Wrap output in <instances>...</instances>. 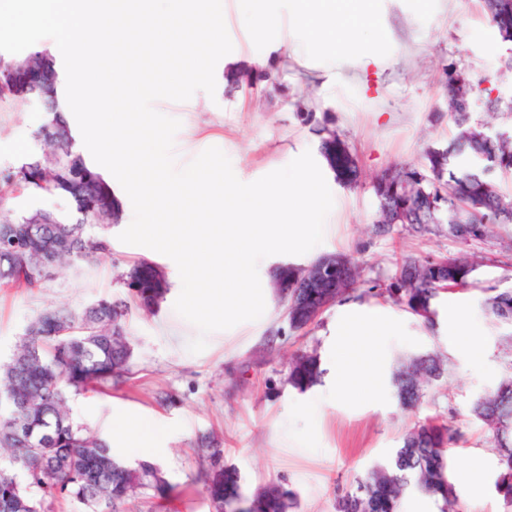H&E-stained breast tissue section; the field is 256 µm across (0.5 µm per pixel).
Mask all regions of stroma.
I'll return each instance as SVG.
<instances>
[{"label": "stroma", "mask_w": 512, "mask_h": 512, "mask_svg": "<svg viewBox=\"0 0 512 512\" xmlns=\"http://www.w3.org/2000/svg\"><path fill=\"white\" fill-rule=\"evenodd\" d=\"M278 24L254 36L238 22L239 0H228L226 27L233 50L215 70L216 92H196L188 101H156L157 111L182 126L174 139L176 167L205 149L220 148L245 183L288 165L303 152H317L315 124L340 133L358 160L361 182L344 188L332 172L324 177L334 204L321 244L299 255L302 264L329 253L348 255L363 268L364 283L391 275L406 254L424 259L458 253L445 235H417L395 226L375 233L378 204L373 178L396 163L425 166L428 148L446 144L456 127L446 110L448 69L474 87L473 121L512 127V43L501 42L484 12L483 0H373L370 16L356 31L363 47L355 54L311 34L294 11V0H264ZM246 75L241 85L224 74ZM42 110L23 100L0 112V168L15 166L35 149ZM123 224L107 230L112 250L97 265L61 270L42 291L0 288V361L15 350L26 327L45 308L65 303L79 309L128 291L119 274L145 258L162 268L169 291L152 314L132 310L128 334L133 348L129 378L97 392L68 394L76 422L105 438L116 432L113 412L159 423L166 453L157 459L175 493L165 506L148 497L130 501L125 512H215L199 476L210 451L196 445L210 433L222 441L223 463L240 476L241 491L252 497L269 483L288 485L297 495L295 512H335V494L355 488L386 462L404 436L424 418L452 424L460 439L448 450L450 472L479 468L481 492L460 501L461 512H512L495 490L498 461L493 434L470 414L479 396L496 389L512 373V327L485 311V285L507 280L512 266L488 268L480 286L443 292L436 303V326L380 296L354 292V304L377 310L389 327L383 338V393L378 400H334L326 380L333 377L336 334L348 318L345 304L328 308L307 332L287 327L284 308L272 304L261 318L210 333L206 348L190 353L199 331L174 310L180 277L169 257L119 241ZM467 315L474 343H466L447 316L449 305ZM316 351L326 379L300 392L287 381L292 357ZM436 354L448 373L431 383L422 403L403 409L391 383L400 360Z\"/></svg>", "instance_id": "obj_1"}]
</instances>
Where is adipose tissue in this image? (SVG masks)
I'll return each instance as SVG.
<instances>
[{
    "label": "adipose tissue",
    "mask_w": 512,
    "mask_h": 512,
    "mask_svg": "<svg viewBox=\"0 0 512 512\" xmlns=\"http://www.w3.org/2000/svg\"><path fill=\"white\" fill-rule=\"evenodd\" d=\"M300 11L311 28L322 37L339 36L345 49L358 50L354 38L358 27L366 23L363 12L354 10L346 0H298ZM385 331L381 315L374 311L356 314L339 332L337 340L340 372L332 394L375 399L381 389L382 358L380 338ZM119 427L116 451L141 459H152L164 450V430L155 422L130 417L126 411L114 413Z\"/></svg>",
    "instance_id": "adipose-tissue-1"
}]
</instances>
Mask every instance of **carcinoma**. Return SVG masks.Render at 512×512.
<instances>
[{"label": "carcinoma", "instance_id": "obj_1", "mask_svg": "<svg viewBox=\"0 0 512 512\" xmlns=\"http://www.w3.org/2000/svg\"><path fill=\"white\" fill-rule=\"evenodd\" d=\"M493 0L484 7L501 41L512 42V28L498 21ZM54 88L43 105V120L35 138L40 149L21 158L13 169L0 170V201L16 196L64 197L70 207L49 210L48 223L28 224L37 207L5 209L0 206V225L11 224L16 234L0 239V263H14L13 277L0 285L39 290L47 280L41 269L52 261L56 270L77 262L94 263L111 249L104 234L121 220L122 203L111 184L76 148L73 129L64 115L60 96L57 56L40 43L18 54L0 53V112H9L19 100L10 83L17 69ZM448 115L458 134L426 154L424 191L415 193L412 205L416 233H441L461 244L484 241L496 230L512 226L502 204L512 196L503 193L499 175L512 174V152L498 147L503 129L471 123V115L447 103ZM68 132L65 145L48 137L51 128ZM320 154L336 182L346 188L357 185L359 170L349 147L326 127ZM378 202L377 233L393 229L396 202L372 184ZM353 270L350 287L336 293L346 301L360 283V267L338 253ZM490 261L481 255L461 254L423 260L407 256L397 263L393 275L376 280L370 290L391 299L415 316L434 324L435 304L442 291L467 288L479 283L478 273ZM309 266L285 262L272 271L281 283L280 300L288 305V327L296 330L313 325L318 317L311 307L320 302L321 288L304 287ZM121 279L137 307L154 312L168 292V283L157 264L135 262ZM486 306L499 322L512 325V286L487 289ZM130 306L126 300L102 299L81 310L51 306L27 327L12 356L0 363V452L7 461L0 465V512H55L65 501H75L83 512H96V500L105 498L112 512H124V504L138 494H148L157 504L170 499L174 487L154 464L136 467L120 463L110 443L75 422L66 407V395L102 389L131 374L133 349L127 338ZM435 355L411 357L393 374L400 405L415 408L423 395L402 375L410 367L432 368ZM323 370L315 353H303L291 363L288 381L304 392L320 381ZM471 415L484 424L494 418L512 419V377L485 396V404L473 405ZM460 438L446 423L425 420L417 423L388 462L372 470L357 488L336 496V512H399L406 491L413 487L431 495L438 512H459L458 499L448 474L447 449ZM499 465L496 492L512 502V431L492 441ZM206 493L216 512H237L241 496L235 470L216 462L208 476ZM296 494L281 484L264 488L251 499L249 512H290Z\"/></svg>", "mask_w": 512, "mask_h": 512}]
</instances>
